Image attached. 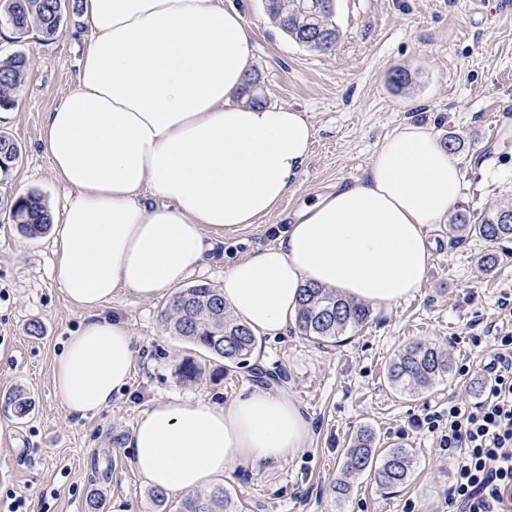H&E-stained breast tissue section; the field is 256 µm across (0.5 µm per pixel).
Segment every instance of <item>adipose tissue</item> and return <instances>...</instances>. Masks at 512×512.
<instances>
[{"label":"adipose tissue","mask_w":512,"mask_h":512,"mask_svg":"<svg viewBox=\"0 0 512 512\" xmlns=\"http://www.w3.org/2000/svg\"><path fill=\"white\" fill-rule=\"evenodd\" d=\"M92 38L75 87L48 112L40 149L65 190L51 271L85 312L56 358L68 414L108 407L129 383L135 338L102 304L166 297L225 234L278 210L311 154L306 113L241 100L253 30L223 0H80ZM461 161L430 125L408 121L365 175L305 202L275 244L224 270L225 305L253 332L294 324L314 284L379 308L413 296L433 260L426 230L462 198ZM312 425L288 395L223 406L161 399L129 446L144 483L191 492L233 466L307 446Z\"/></svg>","instance_id":"1"}]
</instances>
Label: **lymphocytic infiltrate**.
<instances>
[{
    "mask_svg": "<svg viewBox=\"0 0 512 512\" xmlns=\"http://www.w3.org/2000/svg\"><path fill=\"white\" fill-rule=\"evenodd\" d=\"M495 343L481 400L425 419L453 465L448 500L455 512H505L512 503V333Z\"/></svg>",
    "mask_w": 512,
    "mask_h": 512,
    "instance_id": "f902f5d3",
    "label": "lymphocytic infiltrate"
}]
</instances>
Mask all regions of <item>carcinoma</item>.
Returning <instances> with one entry per match:
<instances>
[{
    "label": "carcinoma",
    "mask_w": 512,
    "mask_h": 512,
    "mask_svg": "<svg viewBox=\"0 0 512 512\" xmlns=\"http://www.w3.org/2000/svg\"><path fill=\"white\" fill-rule=\"evenodd\" d=\"M265 11L286 36L310 50L329 53L334 50L340 31L334 20L335 0H313L315 16L300 10L301 0H264ZM73 0H0V19L24 38L38 32L49 40L64 23ZM29 67L28 56L14 53L0 60V109L15 105L23 89ZM22 148L17 140L0 132V176H8L19 162ZM512 207L488 210L480 215L457 212L452 228L484 240L512 239ZM10 217L25 236L36 238L47 232L51 216L41 196L30 192L10 205ZM369 316L366 306L335 292L308 284L301 289L295 324L308 339L318 343H335L347 331L363 326ZM163 327L207 354L221 358L237 368L249 367L256 348V337L225 307L217 288L197 284L179 290L160 311ZM452 360L447 351L429 343L415 342L404 346L386 372L391 388L410 396L429 389L435 379L448 375ZM412 450L403 445L379 448L373 431L363 428L350 442L346 452L344 479L333 482L331 491L337 498L349 492L348 479L369 474L382 489H397L408 481L413 468ZM151 499L156 512H243L244 505L230 490L217 486L208 491L187 495L178 504L168 502L165 492L154 490Z\"/></svg>",
    "instance_id": "carcinoma-1"
}]
</instances>
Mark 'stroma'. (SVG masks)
Here are the masks:
<instances>
[{
	"mask_svg": "<svg viewBox=\"0 0 512 512\" xmlns=\"http://www.w3.org/2000/svg\"><path fill=\"white\" fill-rule=\"evenodd\" d=\"M488 2L484 9L470 0H336L340 38L322 54L277 29L263 0H234L254 30L249 75L259 94L267 105L307 113L316 135L278 212L225 235L190 284H221L225 267L276 242L303 202L336 181L362 176L384 138L409 120L431 125L438 138L459 139L462 207L512 205V154L496 151L503 122L512 120V0ZM89 37L78 12L48 42L34 34L16 41L0 24V59L18 51L30 59L25 89L0 124L22 146L16 168L0 178V512H8L14 495L25 497L28 512H91L93 494L98 512H113L116 502L128 512H155L125 443L140 415L171 396L222 405L259 388L295 400L313 435L282 460L227 470L220 483L244 500L247 512H448L453 468L438 432L423 420L447 411L449 402L470 405L482 397L483 366L503 326L499 301L512 292V240L492 243L432 225L433 262L415 297L371 308L368 323L334 345L318 346L294 326L258 338L251 362L285 374L280 383L256 382L171 336L158 318L162 301L113 298L102 313L121 317L134 332L131 380L99 414L67 413L54 391L53 365L83 313L51 274L50 234L23 236L7 209L32 191L49 212L64 202L39 138L47 112L76 84L75 45ZM400 71L409 81L397 87L392 76ZM486 253L498 257L489 271L480 263ZM34 322L41 335L30 333ZM412 341L440 346L454 362L451 376L416 398L394 391L385 378L391 359ZM188 359L202 372L184 382L177 370ZM18 391L31 401L23 415L8 403ZM364 427L382 444L412 448V478L394 492L377 488L371 477L356 479L344 507L335 508L329 485L342 477L348 442Z\"/></svg>",
	"mask_w": 512,
	"mask_h": 512,
	"instance_id": "35a3bbf8",
	"label": "stroma"
}]
</instances>
